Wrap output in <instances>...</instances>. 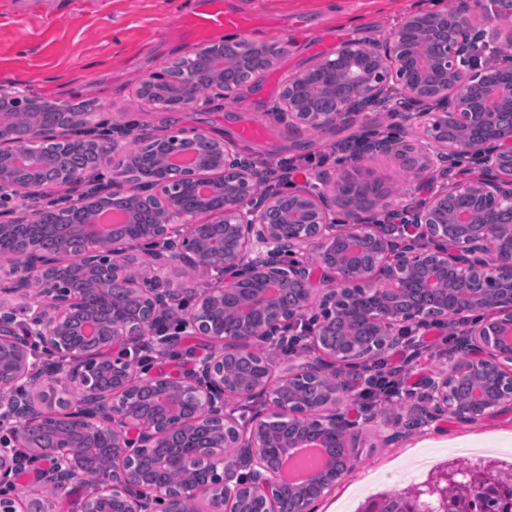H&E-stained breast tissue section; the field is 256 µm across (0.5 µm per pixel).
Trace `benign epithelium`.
<instances>
[{
	"label": "benign epithelium",
	"mask_w": 512,
	"mask_h": 512,
	"mask_svg": "<svg viewBox=\"0 0 512 512\" xmlns=\"http://www.w3.org/2000/svg\"><path fill=\"white\" fill-rule=\"evenodd\" d=\"M474 10L412 14L381 44L343 42L296 74L282 92L288 126L328 130L347 121L394 81L406 99L433 104L416 112L422 146L419 167L437 164L455 173L410 213L412 235L399 232L403 212L378 193L368 202L353 192L355 177L344 172L323 195L288 193L270 198L256 187L263 172L205 129H180L150 141L155 167L144 190L139 161L123 156L114 172L121 198L91 197L79 204L81 223L61 217L33 225L25 217L0 220V252L21 259L6 275L23 271L0 294H18L36 312V329L21 333L0 298V486L21 478L18 451L35 465L43 489L97 485L81 512H240L243 497L263 512H308L306 499L276 474L277 459L304 444L327 449L333 468L336 440L356 447L345 413L353 389L372 357L398 345L403 328L448 320V309L472 342V357L456 362L431 383L434 415L473 424L512 412V12L479 28ZM486 37L507 65L480 68L471 62L475 40ZM275 54L251 41L214 44L176 68L153 72L139 93H163V108L182 111L195 98L197 74L211 72V91L226 98L271 67ZM37 119L20 132L15 116ZM85 112H60L57 103L15 93L0 94V188L31 192L54 181L75 180L80 170H61L56 156L72 143L67 132L85 122ZM118 146L100 140L91 161H112ZM479 161L480 175L460 170ZM126 211L112 226L110 244L94 231L101 209ZM383 212L390 223L371 221ZM341 223H336V213ZM147 243H169V253L148 254L160 273L185 255L195 265L224 273V287L200 296L192 282L176 291L192 297L184 318L191 336L219 346L187 373L144 372L128 349L148 335L158 303L170 293L144 287L136 260L124 244L132 233ZM483 254L493 256L488 264ZM338 282L321 292L320 284ZM98 298L95 308L86 298ZM321 296L310 336L322 360L284 367L272 375L240 379L225 369L253 352L263 337L293 323ZM485 311L482 321H462ZM359 328L370 336L351 347L334 337ZM57 357L47 369L36 356ZM481 385L463 396L459 383ZM325 379L336 389L306 401L295 391ZM85 400L72 404L68 392ZM271 400L274 413L241 425L229 397L256 394ZM277 418L287 432L274 437ZM240 448L248 472L226 458ZM158 466L178 471L182 481L155 480L142 466L150 455ZM0 512H46V500L0 494Z\"/></svg>",
	"instance_id": "benign-epithelium-1"
}]
</instances>
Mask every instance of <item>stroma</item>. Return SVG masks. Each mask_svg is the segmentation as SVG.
Returning a JSON list of instances; mask_svg holds the SVG:
<instances>
[{"mask_svg":"<svg viewBox=\"0 0 512 512\" xmlns=\"http://www.w3.org/2000/svg\"><path fill=\"white\" fill-rule=\"evenodd\" d=\"M199 0H0V85L59 102H90L116 127L149 138L185 127H204L235 142L257 162L322 160V179L296 190L325 193L326 182L349 168L331 150L347 137L398 126V139L417 144L414 126L388 110L368 107L337 130L310 133L289 128L279 112L286 80L346 40L378 41L407 15L446 10L448 0H224L244 15L237 35L274 44L281 52L254 85L237 95H210L182 112H160L136 90L150 72L173 59L193 56L201 41L183 30ZM260 127L245 140L243 129ZM360 433L353 468L313 501L310 512H356L368 496L406 491L428 482L449 462L489 467L512 462V412L476 424L435 417L405 397L395 414L357 417Z\"/></svg>","mask_w":512,"mask_h":512,"instance_id":"obj_1","label":"stroma"}]
</instances>
